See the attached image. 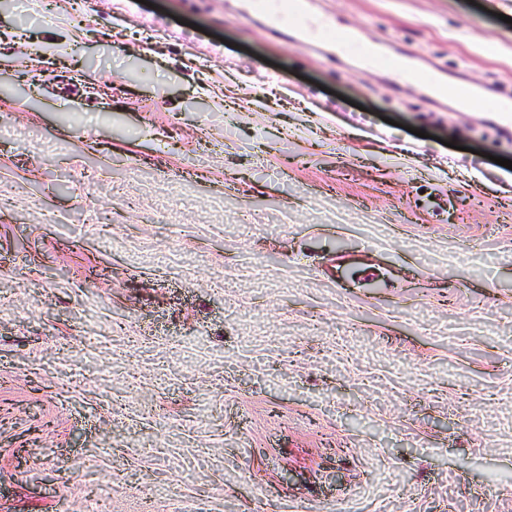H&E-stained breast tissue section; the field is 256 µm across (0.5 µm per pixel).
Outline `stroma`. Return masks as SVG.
Returning <instances> with one entry per match:
<instances>
[{"mask_svg":"<svg viewBox=\"0 0 512 512\" xmlns=\"http://www.w3.org/2000/svg\"><path fill=\"white\" fill-rule=\"evenodd\" d=\"M264 3L0 0V512H512V0ZM392 68L406 79H418L421 82L432 86L438 94L448 92V86L439 81L435 76L428 73H415L403 60L394 59L392 62Z\"/></svg>","mask_w":512,"mask_h":512,"instance_id":"stroma-1","label":"stroma"}]
</instances>
